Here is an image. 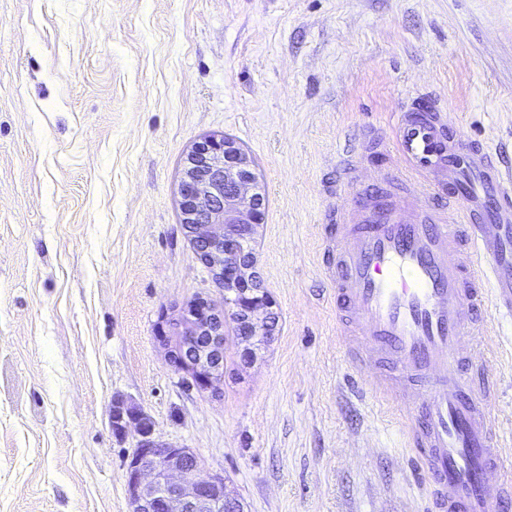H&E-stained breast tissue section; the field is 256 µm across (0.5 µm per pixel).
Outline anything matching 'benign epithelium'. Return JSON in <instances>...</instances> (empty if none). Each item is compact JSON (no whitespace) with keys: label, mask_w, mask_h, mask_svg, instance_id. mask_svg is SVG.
Segmentation results:
<instances>
[{"label":"benign epithelium","mask_w":512,"mask_h":512,"mask_svg":"<svg viewBox=\"0 0 512 512\" xmlns=\"http://www.w3.org/2000/svg\"><path fill=\"white\" fill-rule=\"evenodd\" d=\"M265 208L254 162L232 138L210 137L193 146L180 183L182 227L197 258L237 297L229 312L245 361L255 357L254 338L273 335L277 321L253 249ZM179 326L174 336L158 335L171 345L169 362L197 388L216 389L224 376V311L198 297ZM109 418L115 432L132 424L139 436L126 468L130 512H236L224 478H197L199 457L189 448L155 441L142 411L117 400Z\"/></svg>","instance_id":"7a95c632"}]
</instances>
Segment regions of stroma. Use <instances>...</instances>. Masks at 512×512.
I'll return each instance as SVG.
<instances>
[{
	"label": "stroma",
	"mask_w": 512,
	"mask_h": 512,
	"mask_svg": "<svg viewBox=\"0 0 512 512\" xmlns=\"http://www.w3.org/2000/svg\"><path fill=\"white\" fill-rule=\"evenodd\" d=\"M512 156V0H0V512H129L142 410L244 512H428L397 409L359 393L325 277L355 137L377 166L409 96ZM233 138L267 198L256 268L278 316L217 390L156 339L224 289L181 226L195 142ZM488 368L512 478V323Z\"/></svg>",
	"instance_id": "1"
}]
</instances>
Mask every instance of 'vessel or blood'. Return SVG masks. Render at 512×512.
Wrapping results in <instances>:
<instances>
[{
  "mask_svg": "<svg viewBox=\"0 0 512 512\" xmlns=\"http://www.w3.org/2000/svg\"><path fill=\"white\" fill-rule=\"evenodd\" d=\"M419 94L396 115L380 179L330 231L326 274L346 354L376 365L361 386L400 400L434 512H512V480H490L502 444L482 337L512 318V162L449 128Z\"/></svg>",
  "mask_w": 512,
  "mask_h": 512,
  "instance_id": "1",
  "label": "vessel or blood"
}]
</instances>
